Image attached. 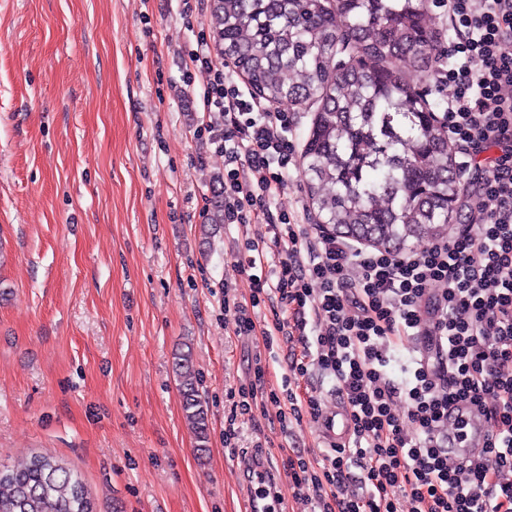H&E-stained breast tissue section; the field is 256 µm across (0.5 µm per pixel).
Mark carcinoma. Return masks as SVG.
Instances as JSON below:
<instances>
[{
	"instance_id": "obj_1",
	"label": "carcinoma",
	"mask_w": 512,
	"mask_h": 512,
	"mask_svg": "<svg viewBox=\"0 0 512 512\" xmlns=\"http://www.w3.org/2000/svg\"><path fill=\"white\" fill-rule=\"evenodd\" d=\"M424 0H211L216 46L272 104L318 103L303 173L310 203L333 230L367 233L388 249L448 234L459 178L448 132L408 80L431 68L436 40ZM347 63L333 64L340 50ZM224 223V192L210 200ZM173 371L183 417L203 455L208 403L192 348ZM0 512H96L77 472L35 454L0 465Z\"/></svg>"
}]
</instances>
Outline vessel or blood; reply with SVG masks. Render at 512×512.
Returning a JSON list of instances; mask_svg holds the SVG:
<instances>
[{
	"label": "vessel or blood",
	"instance_id": "obj_1",
	"mask_svg": "<svg viewBox=\"0 0 512 512\" xmlns=\"http://www.w3.org/2000/svg\"><path fill=\"white\" fill-rule=\"evenodd\" d=\"M322 423L327 441L343 444L350 436V423L344 402L324 414ZM484 416L458 404L448 410V461L456 465L477 458L486 443ZM235 471L247 489L245 512H288V503L278 489L265 449L254 448L239 456Z\"/></svg>",
	"mask_w": 512,
	"mask_h": 512
}]
</instances>
